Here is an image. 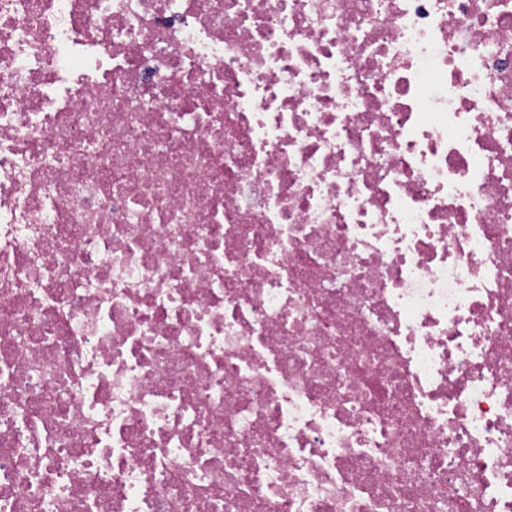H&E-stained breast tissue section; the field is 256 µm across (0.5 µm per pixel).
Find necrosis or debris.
I'll list each match as a JSON object with an SVG mask.
<instances>
[{
	"mask_svg": "<svg viewBox=\"0 0 512 512\" xmlns=\"http://www.w3.org/2000/svg\"><path fill=\"white\" fill-rule=\"evenodd\" d=\"M0 512H512V0H0Z\"/></svg>",
	"mask_w": 512,
	"mask_h": 512,
	"instance_id": "4bbe7bcc",
	"label": "necrosis or debris"
}]
</instances>
